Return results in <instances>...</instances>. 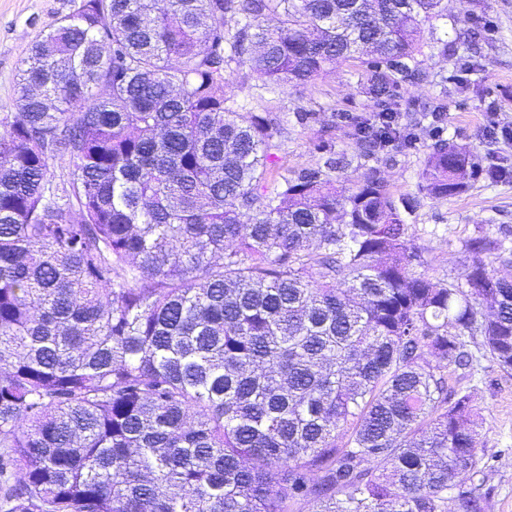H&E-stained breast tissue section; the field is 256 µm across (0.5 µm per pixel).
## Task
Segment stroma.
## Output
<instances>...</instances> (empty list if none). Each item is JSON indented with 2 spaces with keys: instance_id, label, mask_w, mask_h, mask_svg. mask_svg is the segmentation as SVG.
<instances>
[{
  "instance_id": "1",
  "label": "stroma",
  "mask_w": 512,
  "mask_h": 512,
  "mask_svg": "<svg viewBox=\"0 0 512 512\" xmlns=\"http://www.w3.org/2000/svg\"><path fill=\"white\" fill-rule=\"evenodd\" d=\"M76 6L77 0H0V111L14 109L17 81L32 43ZM447 6L462 21L447 56L426 61L439 82L413 84L403 94L416 103L442 95L444 122L435 129L420 114L405 115L411 144L380 153L373 162L399 193L418 194L424 154L439 139L470 148L482 165L502 157L512 165V145L489 144L484 134L487 119L512 122V0H447ZM474 31L480 39L474 50H465L462 41ZM355 69V63L340 62L312 83L273 93L238 69L227 71L226 79L247 106L280 117L279 154L285 167L300 169L319 163L318 146L324 142L335 151L360 155L350 120L368 117L372 107L356 82ZM418 196L411 233L430 274L440 278L462 273L463 244L470 237L502 224L512 227V178L494 185L479 179L465 193L447 199ZM448 383L474 389L483 418L479 454L488 463L481 489L484 512H512V372L482 360L470 371L449 369Z\"/></svg>"
}]
</instances>
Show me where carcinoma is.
I'll return each mask as SVG.
<instances>
[{
	"label": "carcinoma",
	"mask_w": 512,
	"mask_h": 512,
	"mask_svg": "<svg viewBox=\"0 0 512 512\" xmlns=\"http://www.w3.org/2000/svg\"><path fill=\"white\" fill-rule=\"evenodd\" d=\"M444 2L79 0L32 46L0 117V512H482V422L445 369L469 336L512 370V230L433 277L416 197L346 183L325 144L283 169L224 77L356 61L403 133ZM507 173L439 139L418 190Z\"/></svg>",
	"instance_id": "carcinoma-1"
}]
</instances>
